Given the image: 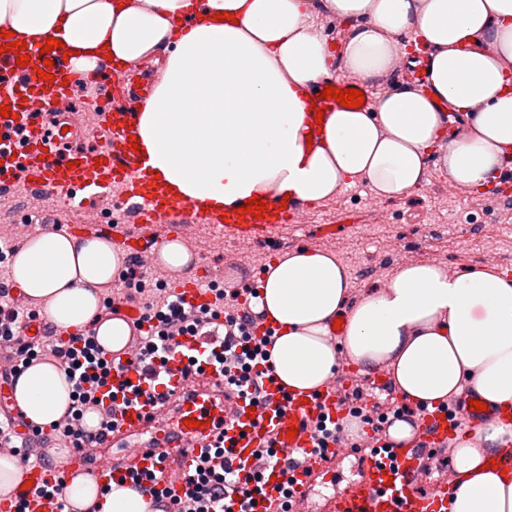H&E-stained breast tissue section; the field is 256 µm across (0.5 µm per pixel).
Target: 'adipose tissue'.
I'll use <instances>...</instances> for the list:
<instances>
[{
    "label": "adipose tissue",
    "instance_id": "1",
    "mask_svg": "<svg viewBox=\"0 0 512 512\" xmlns=\"http://www.w3.org/2000/svg\"><path fill=\"white\" fill-rule=\"evenodd\" d=\"M344 18H366L343 50L360 78L399 55L412 29L430 49L423 89L385 95L373 112H332L325 146L303 143L304 94L335 72L325 40L308 24L312 0H0V30L34 46L56 38L71 50L77 80L157 64L151 95L138 106L141 146L176 198L205 212L264 192L319 202L362 180L387 197L426 177L442 129L439 103L472 112L468 138L449 142L440 166L457 183L481 187L512 146V0H323ZM227 20H216V13ZM125 252L97 235L31 234L9 274L44 319L66 336L91 327L109 351L126 347V318L98 319ZM353 284L335 256L301 249L267 264L256 311L275 327L270 363L291 390L314 391L339 370L386 368L403 398L435 407L472 388L495 408H512V277L486 270L449 276L418 262L386 288L346 302ZM344 335H330L336 317ZM27 423L51 428L71 402L63 368L31 363L10 390ZM512 455V423L493 420L452 450L448 512H512V473L487 464ZM64 495L100 512H151L130 486L101 494L78 475Z\"/></svg>",
    "mask_w": 512,
    "mask_h": 512
}]
</instances>
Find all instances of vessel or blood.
Instances as JSON below:
<instances>
[{
  "mask_svg": "<svg viewBox=\"0 0 512 512\" xmlns=\"http://www.w3.org/2000/svg\"><path fill=\"white\" fill-rule=\"evenodd\" d=\"M30 62L16 63L14 52L0 53V106L10 107L11 117L0 116V187L13 188L23 181L32 192L64 201L66 207H85L90 200L119 192L128 223L138 227L134 253L156 255L159 243L143 234L151 224H171L177 230L205 223L235 239L271 237L285 224L301 223L307 204L297 195L287 202L268 198V217L238 216L236 207L223 213L207 214L194 205L175 198L167 186L149 172L147 159L136 153L130 136L140 98L126 83H119L116 94L121 106L98 115L102 133L99 145L87 150L68 147V138L53 130L45 116L27 109L26 97L43 101L69 96L63 81L73 71L60 50L41 54L39 47L26 48ZM52 60L53 81L39 78L44 60ZM396 89L424 83L422 61L408 64L396 61L389 68ZM304 132L311 137V149L323 147L324 134L315 122L317 110L338 109L336 100L319 98L315 90L305 97ZM490 182L501 194L512 191V150H505L502 161L491 174ZM201 339L184 336L169 350V362L156 375L147 376L130 365V351L114 359L102 387L104 407L110 410L115 428L109 441L117 452L96 455L88 450L73 453L68 474L91 475L100 487L128 484L136 472L157 474L153 487L159 497L183 495L187 476L201 456L226 447L236 464L260 472L268 493L258 498L254 512H277L280 487L293 493L295 512H308L311 487L316 472L326 457L344 458L349 446L328 442L319 447L314 426L322 417L339 422L346 411L341 388L328 380L318 390L304 393L284 387L278 379H264L261 395L243 397L230 390L222 374L207 369L202 381L186 378L188 353L202 352ZM472 393L454 398V410L471 425L486 420L507 419V412L488 408L477 411ZM447 412L427 410L416 422L413 437L395 441L387 431H367L371 452L360 453L356 467L359 478L330 498L331 512H448V484L429 483L422 465L429 452L446 450L455 434ZM200 421V428L186 426V419ZM296 436H288L290 427ZM274 449V457L258 459L260 449ZM29 487H15L12 500L23 503L25 512H63L61 501L43 493L44 484L54 482L53 471L34 465L26 470Z\"/></svg>",
  "mask_w": 512,
  "mask_h": 512,
  "instance_id": "b4317fda",
  "label": "vessel or blood"
}]
</instances>
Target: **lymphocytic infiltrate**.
<instances>
[{"label": "lymphocytic infiltrate", "mask_w": 512, "mask_h": 512, "mask_svg": "<svg viewBox=\"0 0 512 512\" xmlns=\"http://www.w3.org/2000/svg\"><path fill=\"white\" fill-rule=\"evenodd\" d=\"M119 278L124 291L121 297L107 300L105 312L115 314L124 303L138 306L140 316L132 323L139 332L131 342L133 365L144 372L155 371L165 361L168 344L182 336H204L228 386L251 397L259 393L262 380L253 377L252 371L259 365L268 366L272 338L256 336L252 330L257 318L252 307L258 295L256 288L214 286L210 302L191 305L171 288L150 292L138 261H129ZM37 317L36 310L14 306L7 286L0 284V344L5 345L11 359L10 368L0 373V379L16 380L30 363L53 358L73 389L65 423L53 426L55 440L73 449L104 447L103 438L88 433L83 418L100 403L97 392L110 366L106 350L96 344L90 330L65 339L52 330L46 336L23 341L25 329ZM189 481L192 489L188 501H173L168 512H232L233 504H246L262 490L259 474L243 475L229 465L217 471L205 462L197 464Z\"/></svg>", "instance_id": "f902f5d3"}]
</instances>
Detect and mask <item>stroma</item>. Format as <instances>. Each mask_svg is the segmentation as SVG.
Returning a JSON list of instances; mask_svg holds the SVG:
<instances>
[{
  "mask_svg": "<svg viewBox=\"0 0 512 512\" xmlns=\"http://www.w3.org/2000/svg\"><path fill=\"white\" fill-rule=\"evenodd\" d=\"M450 185L436 163L428 164L418 189L400 197L378 195L358 181L310 205L302 223L278 228L270 241L236 242L201 227L185 241L196 257L191 273L204 283L227 277L232 287L254 286L271 259L308 248L335 255L359 293L386 287L400 267L414 262L512 277V208L498 204L488 189L460 197ZM470 216L469 233H458L457 221ZM335 223L339 233L321 234V225Z\"/></svg>",
  "mask_w": 512,
  "mask_h": 512,
  "instance_id": "35a3bbf8",
  "label": "stroma"
}]
</instances>
